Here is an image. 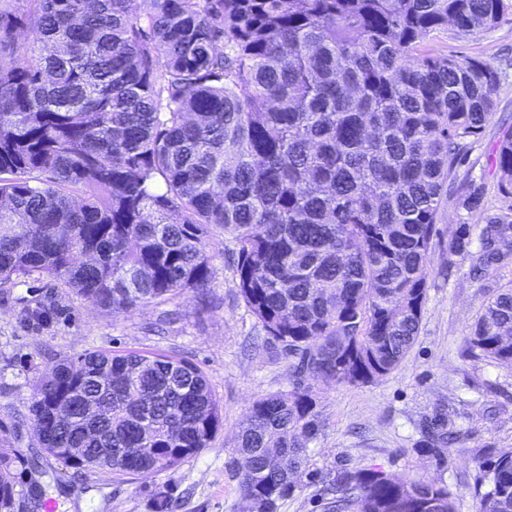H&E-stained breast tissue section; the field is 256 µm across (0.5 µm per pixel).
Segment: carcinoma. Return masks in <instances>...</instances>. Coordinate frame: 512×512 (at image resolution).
<instances>
[{
    "instance_id": "1",
    "label": "carcinoma",
    "mask_w": 512,
    "mask_h": 512,
    "mask_svg": "<svg viewBox=\"0 0 512 512\" xmlns=\"http://www.w3.org/2000/svg\"><path fill=\"white\" fill-rule=\"evenodd\" d=\"M28 2L0 10V280L48 274L109 312L202 295L222 229L247 308L293 359L291 390L252 403L228 461L252 512H277L319 432L312 382L370 383L415 344L444 190L494 112V67L421 44L495 27L506 0ZM496 177L504 204L478 251L460 228L448 267L512 262L511 135ZM461 206L483 208L481 188ZM466 351L512 367L511 286L482 303ZM30 414L41 447L84 449L54 455L62 467L126 475L175 470L222 419L196 365L100 351L59 360ZM420 433L440 462L466 439L444 405ZM147 446L160 452L134 455ZM16 463L39 468L0 451V512ZM475 482L478 512H512V452L485 453ZM331 492L329 512H454L447 487L379 470L340 469Z\"/></svg>"
}]
</instances>
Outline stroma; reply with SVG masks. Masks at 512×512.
<instances>
[{
	"instance_id": "1",
	"label": "stroma",
	"mask_w": 512,
	"mask_h": 512,
	"mask_svg": "<svg viewBox=\"0 0 512 512\" xmlns=\"http://www.w3.org/2000/svg\"><path fill=\"white\" fill-rule=\"evenodd\" d=\"M432 52L485 60L500 72L495 114L468 162L444 196L433 238V270L417 340L392 374L359 386L315 383L319 434L308 445L309 462L294 493L279 512H323V488L337 468L380 469L405 480L448 486L455 512H476L468 485L479 449L512 451V368L462 355L482 301L512 282V267H489L473 275L470 260L448 265V243L459 227L478 241L486 210L499 206L495 155L512 133V6L492 29L467 35L448 30L425 43ZM484 191V207L460 204L463 186ZM207 300L188 291L161 304L118 313L77 297L58 279L35 274L26 282L0 283V436L8 449L39 451L30 420V394L57 360L90 350L163 354L197 365L220 400L222 424L209 448L175 471L150 476L103 475L62 468L43 455L48 475L41 484L56 512H154L157 496L173 512H245L237 482L226 463L252 402L288 392L289 361L268 341L249 312L235 275L234 246L215 233ZM56 304L58 317L44 329L27 328L25 311ZM469 428L463 448L449 449L444 463L420 455L419 424L438 404Z\"/></svg>"
}]
</instances>
